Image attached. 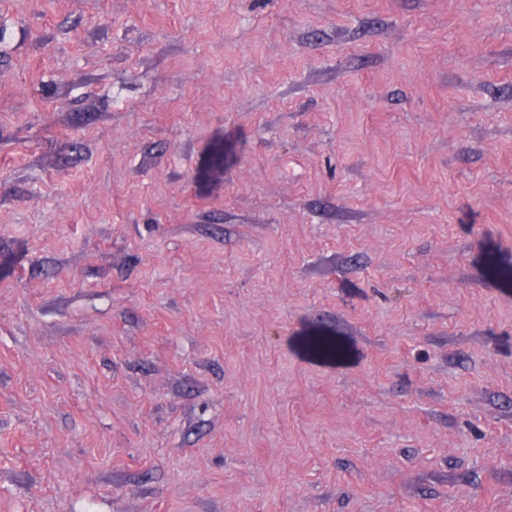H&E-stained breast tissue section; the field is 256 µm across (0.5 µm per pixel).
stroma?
<instances>
[{"label":"stroma","instance_id":"obj_1","mask_svg":"<svg viewBox=\"0 0 512 512\" xmlns=\"http://www.w3.org/2000/svg\"><path fill=\"white\" fill-rule=\"evenodd\" d=\"M0 512H512V0H0ZM308 352L317 357L335 358L342 354L341 347L325 336H311L306 341Z\"/></svg>","mask_w":512,"mask_h":512}]
</instances>
